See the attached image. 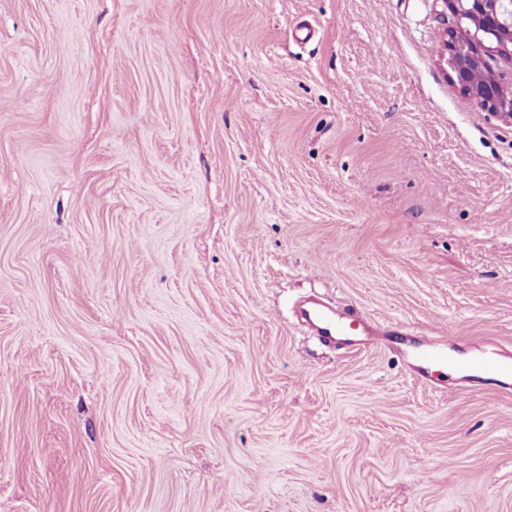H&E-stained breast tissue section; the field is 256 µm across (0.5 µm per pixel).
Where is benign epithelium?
I'll list each match as a JSON object with an SVG mask.
<instances>
[{"instance_id":"7a95c632","label":"benign epithelium","mask_w":512,"mask_h":512,"mask_svg":"<svg viewBox=\"0 0 512 512\" xmlns=\"http://www.w3.org/2000/svg\"><path fill=\"white\" fill-rule=\"evenodd\" d=\"M452 80L477 105L512 119V89L495 64L512 60V0H441Z\"/></svg>"}]
</instances>
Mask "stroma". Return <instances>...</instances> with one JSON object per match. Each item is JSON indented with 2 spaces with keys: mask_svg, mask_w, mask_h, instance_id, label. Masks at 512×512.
<instances>
[{
  "mask_svg": "<svg viewBox=\"0 0 512 512\" xmlns=\"http://www.w3.org/2000/svg\"><path fill=\"white\" fill-rule=\"evenodd\" d=\"M441 8L0 0V512H512V396L406 366L512 357V121ZM304 315L311 327L315 329L316 334L326 343L333 345H336V342L339 344L350 342L351 345H364L368 347L384 342L387 336L403 334L402 327L399 325H390L386 328H372L362 320H359L360 328H353V321L347 322L346 318L340 315L335 316L333 313H327L320 307H312L306 310ZM355 335H359L361 338L358 340L347 338Z\"/></svg>",
  "mask_w": 512,
  "mask_h": 512,
  "instance_id": "obj_1",
  "label": "stroma"
}]
</instances>
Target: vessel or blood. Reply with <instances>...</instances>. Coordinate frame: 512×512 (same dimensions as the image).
Instances as JSON below:
<instances>
[{
	"instance_id": "b4317fda",
	"label": "vessel or blood",
	"mask_w": 512,
	"mask_h": 512,
	"mask_svg": "<svg viewBox=\"0 0 512 512\" xmlns=\"http://www.w3.org/2000/svg\"><path fill=\"white\" fill-rule=\"evenodd\" d=\"M305 316L317 335L326 343H347L351 335H359L360 343L373 346L383 342L386 337L401 333V326L394 325L386 328H373L361 325L353 328L346 318L313 307L306 310ZM418 371L421 376H428L431 371H448L451 373L464 372L470 374L477 386H484L486 381H494L502 389L512 388V360L493 359L488 357L459 358L448 354L446 350L427 348L418 350L415 354Z\"/></svg>"
}]
</instances>
